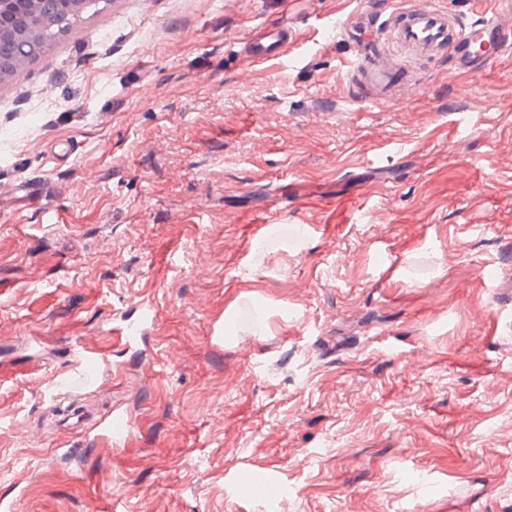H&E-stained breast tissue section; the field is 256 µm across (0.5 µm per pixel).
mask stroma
I'll list each match as a JSON object with an SVG mask.
<instances>
[{"label": "stroma", "instance_id": "obj_1", "mask_svg": "<svg viewBox=\"0 0 512 512\" xmlns=\"http://www.w3.org/2000/svg\"><path fill=\"white\" fill-rule=\"evenodd\" d=\"M355 5L109 0L0 86V191L54 190L0 198L12 512H271L264 472L289 512H512V55L360 102L323 30ZM144 302L84 399L136 424L106 454L52 428L56 383ZM296 36L287 20L264 22L252 29L242 42L240 53L252 66L273 60L283 61L288 56V46L296 40Z\"/></svg>", "mask_w": 512, "mask_h": 512}]
</instances>
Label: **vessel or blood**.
Listing matches in <instances>:
<instances>
[{
    "label": "vessel or blood",
    "mask_w": 512,
    "mask_h": 512,
    "mask_svg": "<svg viewBox=\"0 0 512 512\" xmlns=\"http://www.w3.org/2000/svg\"><path fill=\"white\" fill-rule=\"evenodd\" d=\"M337 37L359 47H371V54H359L352 65L354 85L361 99L386 104L417 86L404 65L386 66L384 49L395 46L417 60L450 57L456 70L479 74L506 55L512 54V37L506 35L495 11L462 23L451 16L440 0H420L401 6L399 0H357L351 12L331 22ZM296 34L287 21L257 25L243 41L240 52L251 65L285 60ZM77 366L61 384L70 394L95 392L100 388L99 368L103 352L76 346ZM79 431H92L95 438L118 448L126 444L134 428L132 419L119 409H109L93 423L80 420Z\"/></svg>",
    "instance_id": "1"
}]
</instances>
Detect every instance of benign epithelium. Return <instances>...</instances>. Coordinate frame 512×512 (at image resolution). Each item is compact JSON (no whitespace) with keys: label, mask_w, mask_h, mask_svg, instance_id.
I'll use <instances>...</instances> for the list:
<instances>
[{"label":"benign epithelium","mask_w":512,"mask_h":512,"mask_svg":"<svg viewBox=\"0 0 512 512\" xmlns=\"http://www.w3.org/2000/svg\"><path fill=\"white\" fill-rule=\"evenodd\" d=\"M24 10L34 22L25 27L0 25V37L19 44L23 52L0 61V84L10 80L17 72L25 68L30 58L43 52L51 30L62 24L57 12L50 9L48 0H23Z\"/></svg>","instance_id":"1"}]
</instances>
